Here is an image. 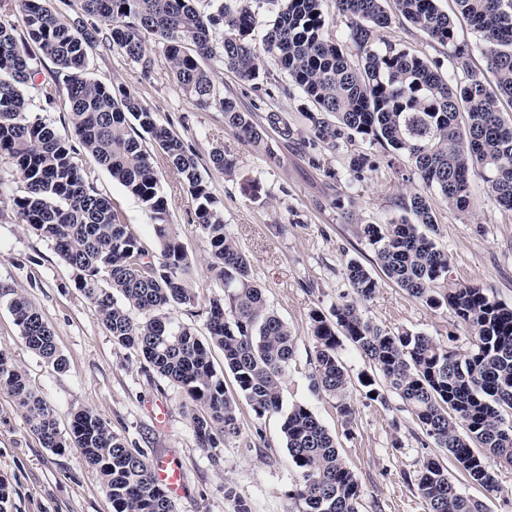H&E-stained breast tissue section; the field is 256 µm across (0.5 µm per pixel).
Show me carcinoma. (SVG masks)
<instances>
[{
  "label": "carcinoma",
  "instance_id": "obj_1",
  "mask_svg": "<svg viewBox=\"0 0 512 512\" xmlns=\"http://www.w3.org/2000/svg\"><path fill=\"white\" fill-rule=\"evenodd\" d=\"M78 0L77 18L67 20L50 0H0V10L17 7L24 30L0 20V159L24 184L9 198L21 223L52 242L74 273V286L93 306L112 340L135 351L159 377L176 383L200 408L193 418L198 446L217 448L241 435L235 399L224 389V373L210 347L224 354V367L257 417L281 416V432L297 472L293 496L302 512H361L355 473L333 436L307 405L283 410L281 382L295 361L296 336L269 308L250 275L248 260L226 231L217 198L180 136L134 93L88 76L89 52L104 44L138 63L144 75L154 61L148 42L159 46L173 79L200 107L215 99V59L241 79L254 81L272 60L288 77L274 85L288 95L298 89L315 111L304 113L299 137L309 163L322 166V151L360 139L370 151L351 156L348 174L360 180L376 168L371 149L401 170L412 165L428 189L460 212L469 207L472 176L512 211V120L502 100L512 102V0H456L461 13L482 35L488 71L471 64V49L456 40L438 0H395L402 20L448 50L451 72L387 39L391 17L384 0H334L354 52L347 53L329 32L325 0ZM266 5L275 7L262 46L252 33ZM104 22L100 28L88 19ZM222 26L220 40L214 29ZM37 47L66 73L70 135L62 136L31 116L25 87L36 69ZM494 82H489L487 73ZM38 107L57 103L54 82L37 85ZM224 123L243 143L265 144L267 130L223 99ZM268 126L290 139L297 132L276 112ZM77 140L75 148L71 140ZM105 168L150 213L159 250L143 247L123 213L85 177L80 155ZM162 161L179 176L195 202L198 229L207 244L211 279L224 294L201 296L192 277L193 261L170 222L169 201L157 174ZM212 165L232 172L234 161L215 147ZM408 214L398 224H364L384 275L428 307L450 310L466 330L470 348L459 353L431 337L387 329L364 316L378 280L357 261L346 266L350 297L331 316L310 314L313 354L310 387L334 400L345 424L355 418L351 382L340 357L348 340L374 371L358 377L365 398L386 403L396 394L422 433L469 481L487 495L499 491L495 470L512 466V307L478 284L448 287L449 256L432 238L437 220L427 196L415 191L399 198ZM204 300L209 343L176 322L170 310ZM9 308L27 349L54 370L66 368L52 328L22 296ZM0 392L11 396L43 447L79 451L99 473L112 512H175L172 499L153 479L152 466L128 448L92 408L76 412L66 431L54 410L34 389L13 358L0 351ZM414 481L427 512H486L483 501L463 493L437 457L423 459Z\"/></svg>",
  "mask_w": 512,
  "mask_h": 512
}]
</instances>
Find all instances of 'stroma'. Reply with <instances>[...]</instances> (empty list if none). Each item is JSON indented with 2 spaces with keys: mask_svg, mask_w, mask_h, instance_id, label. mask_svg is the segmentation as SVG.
<instances>
[{
  "mask_svg": "<svg viewBox=\"0 0 512 512\" xmlns=\"http://www.w3.org/2000/svg\"><path fill=\"white\" fill-rule=\"evenodd\" d=\"M387 34L439 62L441 73H448L446 49L401 17H393ZM152 57L154 70L146 76L139 64L100 46L90 55L89 71L136 94L194 154L268 305L297 336L295 361L282 383L285 405L307 404L336 436L361 487L362 512H425L414 475L423 458L436 455L437 449L398 396L389 395L380 404L354 390L356 415L347 426L337 417L331 398L311 392L309 379L310 314L330 313L342 296L350 294L346 265L352 260L381 279L374 298L363 307L367 318L392 330L423 333L461 353L468 350L469 337L448 310L430 308L383 278L371 246L360 234L361 225L399 221V196L422 190L421 180L403 181L382 165L363 180L349 182L352 146L324 151V166L316 169L299 145L273 130L268 141L274 155L259 152L225 127L219 105L201 108L181 93L161 51H153ZM205 66L213 73L216 96L234 98L257 123H265L268 113L276 112L292 126L304 127L302 95L286 97L269 90L271 80L285 78L274 62H267L265 77L255 82L241 80L213 60ZM219 145L235 163L232 174L210 162L212 149ZM83 167L89 182L124 213L141 244L155 250L149 212L92 158H84ZM158 176L180 240L196 260L197 283L205 293L219 294V286L209 278L208 252L197 229L193 199L167 166H159ZM470 194V209L462 213L449 208L436 192L428 193L438 222L436 243L451 257L448 280L480 284L512 306V213L497 204L480 178H472ZM73 278L52 243L21 224L10 206L0 204V350L13 357L53 406L60 428L68 427L75 412L89 407L147 459H174L186 485L184 495L173 499L176 512H234L238 498L249 503L252 512H299V503L290 496L296 471L283 441L280 416H255L246 399L237 395L232 374L225 373L224 387L236 398L244 429L220 447L199 448L193 424L196 406L181 387L160 378L142 357L113 342ZM19 294L52 327L67 360L64 371H54L25 346L8 308ZM159 402L168 412L163 427L150 413ZM449 475L467 495L485 499L488 512H512V467L497 469L500 491L490 498L457 470ZM0 478L12 487L8 512H112L98 472L75 449L56 453L44 448L12 400L1 393Z\"/></svg>",
  "mask_w": 512,
  "mask_h": 512,
  "instance_id": "1",
  "label": "stroma"
}]
</instances>
